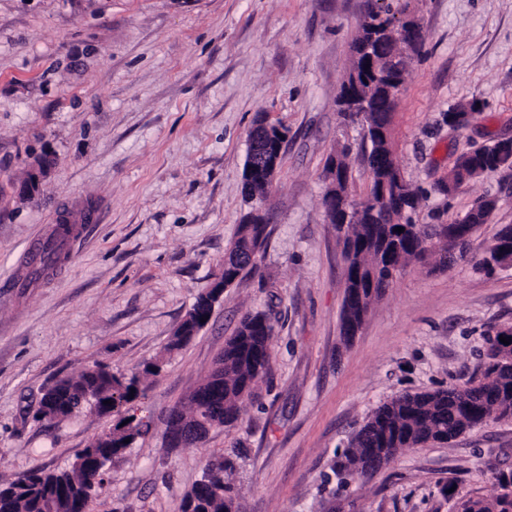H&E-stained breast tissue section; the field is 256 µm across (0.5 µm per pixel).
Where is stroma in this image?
I'll use <instances>...</instances> for the list:
<instances>
[{
  "mask_svg": "<svg viewBox=\"0 0 512 512\" xmlns=\"http://www.w3.org/2000/svg\"><path fill=\"white\" fill-rule=\"evenodd\" d=\"M364 0H0V476L68 469L113 424L86 412L36 421L41 392L81 368L165 363L143 399L145 435L106 468L92 512H179L207 460L241 444L243 512H449V496L494 494L512 469V421L488 420L444 446L402 450L337 496L325 474L365 417L404 392L466 379L491 327L512 325V268L408 265L350 343L340 339L343 260L322 206L324 162L358 145L336 99ZM424 41L394 117L396 160L429 195L422 224L497 196L474 235L512 224V175L451 198L433 185L469 146L512 137V0H410ZM475 104L467 126L446 112ZM288 145L265 209L255 272L225 289L185 349L164 348L198 291L224 268L246 210L248 133L257 113ZM53 161L18 196L34 157ZM101 211L31 288L26 245ZM85 224V223H84ZM274 321L272 372L235 428L169 447L167 410L211 369L247 311Z\"/></svg>",
  "mask_w": 512,
  "mask_h": 512,
  "instance_id": "1",
  "label": "stroma"
}]
</instances>
